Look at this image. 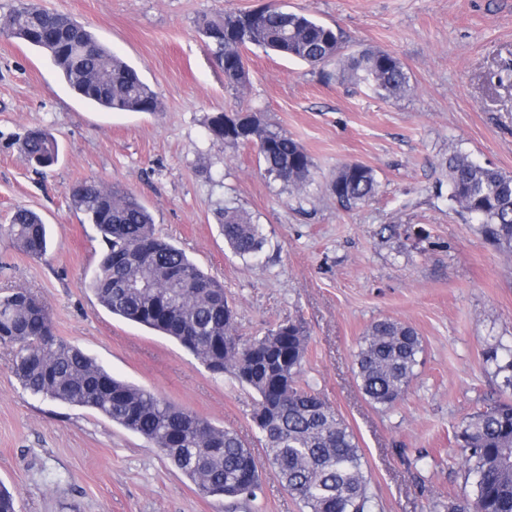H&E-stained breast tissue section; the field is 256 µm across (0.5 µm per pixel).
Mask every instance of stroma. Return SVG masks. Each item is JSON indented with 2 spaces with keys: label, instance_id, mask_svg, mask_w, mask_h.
<instances>
[{
  "label": "stroma",
  "instance_id": "1",
  "mask_svg": "<svg viewBox=\"0 0 512 512\" xmlns=\"http://www.w3.org/2000/svg\"><path fill=\"white\" fill-rule=\"evenodd\" d=\"M310 14L343 36L345 52H392L412 90L385 101L261 47L243 55L247 84L231 89L196 21L267 2ZM68 15L134 66L157 92L156 112H106L77 99L41 51L0 36V225L27 208L51 245L34 259L0 237V289L28 288L47 304L58 336L114 377L236 432L263 457L256 396L208 371L176 341L112 316L84 282L104 245L70 200L93 178L132 192L156 232L223 283L238 331L252 338L290 318L310 340L304 377L356 435L374 512H445L466 486L454 430L486 399L512 396L489 343L512 345V252L485 243L448 199L450 149L512 174V0H35ZM245 108L311 156L300 194L265 175L252 148L213 141L206 119ZM47 129L57 162L35 173L24 133ZM360 162L376 196L344 208L327 189ZM233 204L265 245L241 259L218 212ZM380 318L410 324L424 353L402 401L368 404L353 358ZM0 346V484L16 512H300L270 465L253 501L202 497L156 448L97 411L25 391Z\"/></svg>",
  "mask_w": 512,
  "mask_h": 512
}]
</instances>
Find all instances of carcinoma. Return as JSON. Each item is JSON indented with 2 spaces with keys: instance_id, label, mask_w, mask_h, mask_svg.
<instances>
[{
  "instance_id": "1",
  "label": "carcinoma",
  "mask_w": 512,
  "mask_h": 512,
  "mask_svg": "<svg viewBox=\"0 0 512 512\" xmlns=\"http://www.w3.org/2000/svg\"><path fill=\"white\" fill-rule=\"evenodd\" d=\"M226 11L197 22L217 62L245 65L242 49L256 45L313 67L336 60L340 76L367 85L382 99L411 91L410 76L393 54L365 48L341 54L338 31L317 19L266 6ZM0 34L44 52L70 89L109 112H156L157 93L91 32L63 14L14 0L0 16ZM209 134L231 146L252 145L265 172L289 191L313 181L309 154L287 133L250 115L247 133L224 139V113L208 120ZM57 141L29 130L22 152L29 164L46 168L58 158ZM448 196L461 214L479 221L491 246L512 251V175L484 166L460 151L445 161ZM377 190L372 168L341 166L328 191L345 207L371 200ZM74 207L105 244L89 287L112 315L157 331L187 349L213 373H229L258 396L254 415L264 436L266 460L302 512H373L370 481L353 432L328 402L303 382L309 333L299 319L276 325L258 338L238 333L224 287L174 244L155 232L152 215L130 192L85 180L71 192ZM221 230L243 259L263 247L259 225L242 208L226 205ZM27 256L40 258L50 239L39 215L20 208L0 225ZM0 344L14 348L10 369L23 389L53 401L96 410L158 448L203 497L256 499L260 464L238 435L196 413L112 376L74 344L57 336L46 305L23 288L0 295ZM424 348L411 325L382 318L371 324L354 355L353 373L364 399L391 408L404 396ZM486 361L512 387V346L497 341ZM458 457L472 491L450 501L446 512H512V401L490 400L454 433Z\"/></svg>"
}]
</instances>
